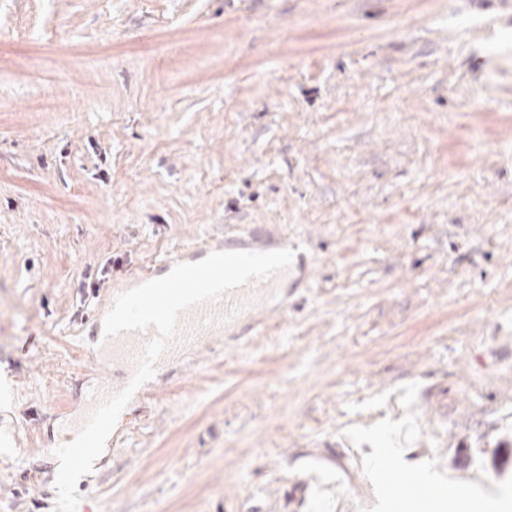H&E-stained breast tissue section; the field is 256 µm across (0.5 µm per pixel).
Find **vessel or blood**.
Instances as JSON below:
<instances>
[{"instance_id":"obj_1","label":"vessel or blood","mask_w":512,"mask_h":512,"mask_svg":"<svg viewBox=\"0 0 512 512\" xmlns=\"http://www.w3.org/2000/svg\"><path fill=\"white\" fill-rule=\"evenodd\" d=\"M198 254L199 250L195 247L181 249L174 256L161 260L149 271L148 276L153 279L167 274L176 264L196 261ZM272 291V279L256 280L220 300L182 311L177 319L178 335L167 342L161 354L162 360H169L188 345L206 341L211 336L222 333L224 328L260 308ZM153 336V330L149 329L124 332L105 341L104 349L112 359L113 371L118 374L121 385H128L133 379L137 361Z\"/></svg>"}]
</instances>
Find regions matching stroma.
Wrapping results in <instances>:
<instances>
[{
	"mask_svg": "<svg viewBox=\"0 0 512 512\" xmlns=\"http://www.w3.org/2000/svg\"><path fill=\"white\" fill-rule=\"evenodd\" d=\"M225 237L287 285L77 512H392L396 456L512 512V0H0V512H55L113 293ZM203 251H206V249H199L196 247L183 248L174 256L161 260L157 266L153 267L144 276L145 280H152L158 276L167 274L178 263L195 262L198 254Z\"/></svg>",
	"mask_w": 512,
	"mask_h": 512,
	"instance_id": "1",
	"label": "stroma"
}]
</instances>
